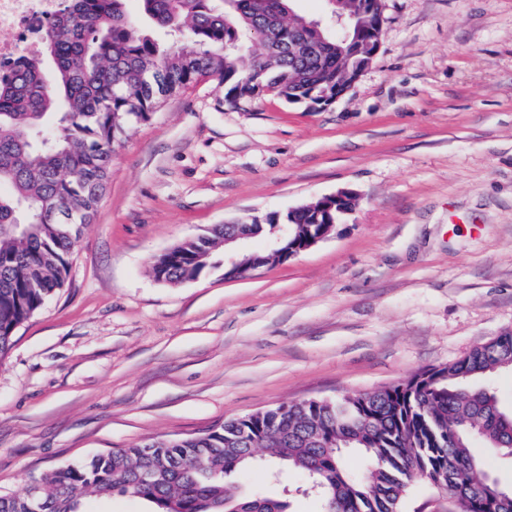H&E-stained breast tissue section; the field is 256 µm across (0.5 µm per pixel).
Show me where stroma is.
<instances>
[{
	"instance_id": "obj_1",
	"label": "stroma",
	"mask_w": 512,
	"mask_h": 512,
	"mask_svg": "<svg viewBox=\"0 0 512 512\" xmlns=\"http://www.w3.org/2000/svg\"><path fill=\"white\" fill-rule=\"evenodd\" d=\"M372 66L329 106L207 81L132 126L64 288L0 357V494L93 455L396 385L512 333V0H383ZM347 189L297 257L156 281L215 224ZM245 493L322 512L297 471Z\"/></svg>"
}]
</instances>
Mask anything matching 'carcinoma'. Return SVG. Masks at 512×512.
Wrapping results in <instances>:
<instances>
[{
	"label": "carcinoma",
	"instance_id": "carcinoma-1",
	"mask_svg": "<svg viewBox=\"0 0 512 512\" xmlns=\"http://www.w3.org/2000/svg\"><path fill=\"white\" fill-rule=\"evenodd\" d=\"M128 0H68L45 25L42 53L0 78V356L17 328L66 284L80 229L111 178L114 145L165 101L202 81L238 104L273 94L312 103L345 86L354 61L336 40L310 50L311 20L292 0H138L157 28L191 48H162L129 17ZM262 49L246 57L245 42ZM236 224H215L153 263L156 280L197 277ZM512 369V333L407 382L334 400L309 399L231 418L208 433L116 448L56 467L23 494L0 495V512H83L86 497H135L151 512H290L284 497L249 495L228 481L268 454L278 473H303L323 512H401L416 481H448L481 512L493 478L473 442L512 463V410L467 385ZM359 454V475L346 457Z\"/></svg>",
	"mask_w": 512,
	"mask_h": 512
}]
</instances>
